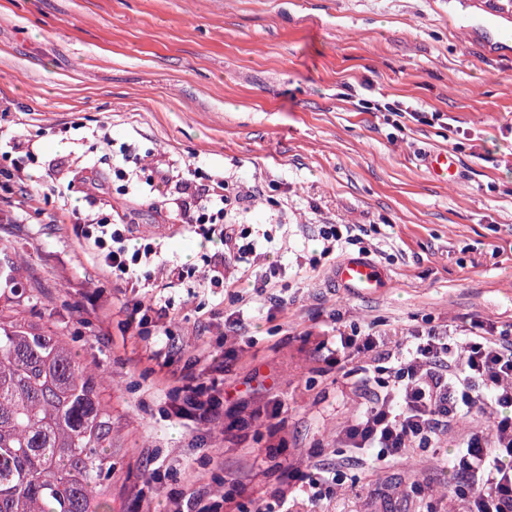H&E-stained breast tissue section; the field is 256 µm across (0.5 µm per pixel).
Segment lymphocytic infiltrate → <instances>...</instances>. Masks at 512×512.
Listing matches in <instances>:
<instances>
[{"mask_svg":"<svg viewBox=\"0 0 512 512\" xmlns=\"http://www.w3.org/2000/svg\"><path fill=\"white\" fill-rule=\"evenodd\" d=\"M176 184L182 222L229 248L211 256L198 287H229L225 273L236 266L241 276L255 280L270 306L283 307L278 268L257 273L242 265L270 236L251 239L241 226L240 191L221 178L198 186L182 175ZM80 225L84 246L115 282L142 288V268L155 265L163 272L160 288L184 286L187 272L164 258L157 243L132 245L134 229L124 215L85 217ZM386 337L374 323L318 337L316 351L327 352L337 371L367 395L364 410L345 427L339 443L375 452L377 459L394 465L406 450L433 447L461 420L492 409L489 428L468 434L448 460L454 477L448 501L461 503L464 512H512V330L481 322L427 323L394 344H387ZM338 481L336 471L325 466L314 474L287 466L282 472L285 492L263 502L257 512H298L302 501L322 500Z\"/></svg>","mask_w":512,"mask_h":512,"instance_id":"lymphocytic-infiltrate-1","label":"lymphocytic infiltrate"}]
</instances>
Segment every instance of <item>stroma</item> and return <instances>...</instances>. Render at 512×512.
Returning <instances> with one entry per match:
<instances>
[{"mask_svg": "<svg viewBox=\"0 0 512 512\" xmlns=\"http://www.w3.org/2000/svg\"><path fill=\"white\" fill-rule=\"evenodd\" d=\"M499 0H0V136L30 154L0 176V240L18 248L24 285L79 358L97 364L112 406V512H172L171 493L233 494L245 512L280 490L270 445L299 467L341 462L337 432L365 403L313 353L306 330L379 323L388 334L430 320L512 325V16ZM401 100L417 122L364 112ZM441 120H433V113ZM108 132L140 164L191 166L253 190L247 225L271 247L252 267H281L282 310L249 303L224 331L236 295L167 290L144 332L125 309L155 293L113 282L80 245L74 214L118 211L166 259L202 275L221 251L155 209L90 152ZM445 149L455 184L434 181L422 152ZM94 166L101 184L89 193ZM65 195H58L57 187ZM323 224L362 225L384 275L360 294L333 285L334 262L307 268ZM163 357H156V350ZM223 380L241 392L206 426L176 413L172 392ZM488 418L396 467L347 465L326 499L301 512H419L410 476L446 493L445 457Z\"/></svg>", "mask_w": 512, "mask_h": 512, "instance_id": "obj_1", "label": "stroma"}]
</instances>
